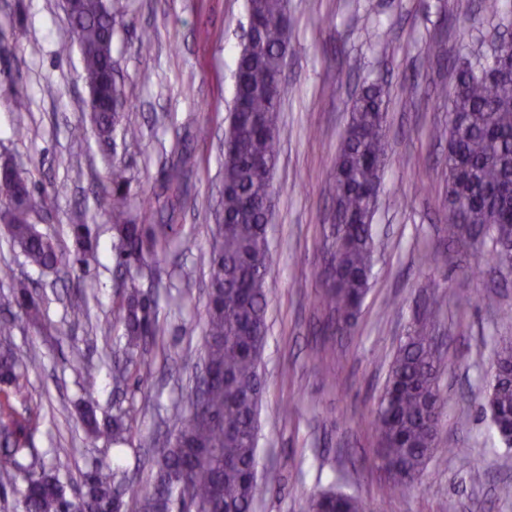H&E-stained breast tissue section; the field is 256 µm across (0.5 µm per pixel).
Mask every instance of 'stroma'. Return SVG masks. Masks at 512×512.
Segmentation results:
<instances>
[{
    "mask_svg": "<svg viewBox=\"0 0 512 512\" xmlns=\"http://www.w3.org/2000/svg\"><path fill=\"white\" fill-rule=\"evenodd\" d=\"M246 24L245 0H120L112 65L126 100L124 122L139 134L132 139L118 130L106 143L92 128L80 51L61 0H0V159L21 164L35 191L56 196L39 231L70 250L69 225H90L98 256L86 272H42L0 228V267L35 282L46 320L61 330L54 338L23 323L15 330L18 353L37 354L19 406L37 416L34 443L67 493L99 462L124 471L125 512H139L133 488L145 479L154 449L174 434L168 408L196 372L183 355L201 348L209 274L203 255L221 209V146ZM144 32L151 37L146 45L139 42ZM507 33L512 10L487 11L485 0H289L260 362L257 474L266 491L254 512H303L311 494L331 486L372 512H512V496L499 492L512 485V451L479 410L494 348L512 332L499 324L512 316V271L476 269L474 249L445 237L448 102L441 94L480 43ZM371 81L389 89L373 270L355 322L335 330L314 304L332 232V169L351 99ZM77 126L84 138L72 137ZM184 152L192 157L187 201L173 203L165 173ZM115 163L133 200H150L156 219L180 225L183 241L160 275L143 281L161 296L162 333L121 380L113 374L125 361V339L113 320L112 232L97 207ZM86 275L100 283L87 322L70 313ZM431 277L438 293L424 286ZM429 307L442 350L454 360L440 378L448 404L437 437L452 454L415 487L390 494L365 418L391 356ZM77 359L99 371V418L130 412L125 442L87 438L78 418L85 393ZM477 462L486 473L479 485L470 480Z\"/></svg>",
    "mask_w": 512,
    "mask_h": 512,
    "instance_id": "35a3bbf8",
    "label": "stroma"
}]
</instances>
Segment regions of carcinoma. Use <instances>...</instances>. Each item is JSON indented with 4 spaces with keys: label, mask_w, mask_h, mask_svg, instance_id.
I'll use <instances>...</instances> for the list:
<instances>
[{
    "label": "carcinoma",
    "mask_w": 512,
    "mask_h": 512,
    "mask_svg": "<svg viewBox=\"0 0 512 512\" xmlns=\"http://www.w3.org/2000/svg\"><path fill=\"white\" fill-rule=\"evenodd\" d=\"M260 26L258 44L239 55L244 111L237 124L224 128L231 146L224 151V231L216 232L208 250L209 280L203 316V362L212 377L208 387L194 383L169 411L174 437L152 458L146 482L139 489L141 512H253L259 484L257 465L258 409L263 393L259 362L266 339L268 277L273 265L268 244L269 218L265 201L271 182L253 171V159L276 162L283 88L276 83L280 49L286 39L284 0H252ZM113 0H78L70 21L71 40L77 42L85 78L100 83L102 96L122 104L115 82H102L106 58L112 56L108 32ZM490 52L475 64L455 71L448 94V240H462L490 250L480 261L499 266V246L512 244V59L497 64ZM386 86L364 85L353 98L350 117L334 164L336 199L347 220L343 235L327 249L324 292L319 299L336 313V325L354 321L367 295L375 243L372 220L376 204L369 196L378 180L377 162L387 158ZM92 122L102 139L112 136L121 113L94 112ZM186 159L172 164L167 174L174 196L183 193ZM0 196L32 189L28 176L4 165ZM112 188L99 195L97 206L111 222L113 261L120 272L115 320L123 327L125 350L132 355L156 341L160 328L157 302L141 289L145 268L160 269L180 237L177 224H156L150 205L132 215L123 169L112 166ZM30 205H0L10 242L39 270L78 266L86 270L96 261L87 224H71L76 251L69 255L41 233L34 216L55 208L49 193L30 195ZM8 307L16 312L0 319V336L12 335L15 320L39 327L43 315L30 284H11ZM433 331L425 323L405 336L394 352L383 392L370 424L378 438V452L393 475L389 489L407 490L422 478L436 459L437 435L445 398L439 381L445 366L432 348ZM36 360L21 361L10 344H0V494H7L13 477L24 481L22 512H123L126 477L98 463L82 476L77 494L66 493L59 477L46 469L44 454L31 444L37 418L17 409L23 380ZM493 368L512 370V342L499 344ZM483 413L507 448H512V383L490 385ZM95 439L118 442L130 431L124 411L99 423L93 403L80 413ZM305 512H369L359 498L329 489L311 496Z\"/></svg>",
    "instance_id": "carcinoma-1"
}]
</instances>
